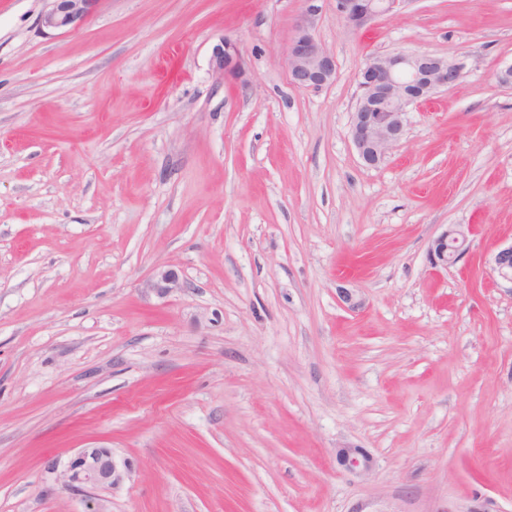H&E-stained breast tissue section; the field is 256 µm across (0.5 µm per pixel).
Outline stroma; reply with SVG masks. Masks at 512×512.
I'll return each mask as SVG.
<instances>
[{"label":"stroma","instance_id":"stroma-1","mask_svg":"<svg viewBox=\"0 0 512 512\" xmlns=\"http://www.w3.org/2000/svg\"><path fill=\"white\" fill-rule=\"evenodd\" d=\"M320 6L336 77L299 89L305 0H102L67 33L0 0V512H85L48 462L89 446L112 512H512V0ZM389 52L464 70L369 167L356 74ZM451 224L470 253L433 271ZM409 0H336V13L353 30L398 12ZM211 67L216 78L242 79L245 75V67L237 44L224 38L213 48ZM491 270L497 280L512 288V243L500 247L491 258ZM512 290V289H511ZM336 461L344 470L357 476L369 473L375 465L373 457L362 448H340Z\"/></svg>","mask_w":512,"mask_h":512}]
</instances>
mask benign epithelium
Listing matches in <instances>:
<instances>
[{"label":"benign epithelium","instance_id":"7a95c632","mask_svg":"<svg viewBox=\"0 0 512 512\" xmlns=\"http://www.w3.org/2000/svg\"><path fill=\"white\" fill-rule=\"evenodd\" d=\"M41 26L49 31L71 32L91 18L102 0H48ZM306 9L296 24L293 38L283 54L290 83L302 89L318 88L336 77V58L315 34L319 13L318 0H305ZM408 0H336V13L344 23L359 30L379 17L398 12ZM211 67L219 80L241 79L245 67L237 44L223 39L215 45ZM464 64L447 57L401 52L369 57L356 75L359 96L353 112L350 136L359 157L368 166H377L401 142L408 123L410 107L430 98L438 90L456 85ZM467 229L451 224L434 238L429 248L433 269H446L467 252ZM495 279L512 286V243L500 247L491 258ZM150 287L163 294L183 288L172 269L158 270ZM337 463L351 474L361 476L374 468L375 462L361 448H340ZM49 468L61 470L66 490L89 497L93 506L87 512H111L108 500L97 492L112 488L119 475L112 449L89 447L79 450L66 463L54 459Z\"/></svg>","mask_w":512,"mask_h":512}]
</instances>
